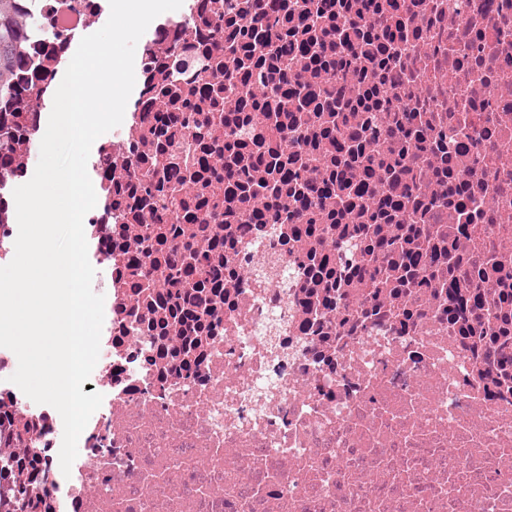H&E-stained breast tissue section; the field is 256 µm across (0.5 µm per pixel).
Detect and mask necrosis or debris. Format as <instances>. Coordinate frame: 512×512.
Masks as SVG:
<instances>
[{
  "mask_svg": "<svg viewBox=\"0 0 512 512\" xmlns=\"http://www.w3.org/2000/svg\"><path fill=\"white\" fill-rule=\"evenodd\" d=\"M233 2L183 0L155 26L127 120L91 149L103 402L66 476L60 414L0 384V512H512V0H279L284 42L255 0ZM15 7L32 24L16 44L26 105L0 104L6 263L13 190L109 17L108 0ZM248 52L288 77L280 111L245 72L225 91ZM400 115L412 176L368 175ZM274 148L277 191L226 176ZM379 224L422 228L429 279L349 282L374 258L337 242Z\"/></svg>",
  "mask_w": 512,
  "mask_h": 512,
  "instance_id": "1",
  "label": "necrosis or debris"
}]
</instances>
